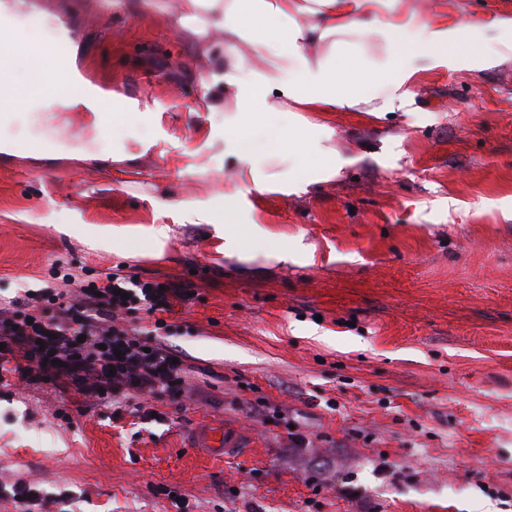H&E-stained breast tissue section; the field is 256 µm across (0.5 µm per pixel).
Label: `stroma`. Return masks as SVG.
Instances as JSON below:
<instances>
[{
  "mask_svg": "<svg viewBox=\"0 0 512 512\" xmlns=\"http://www.w3.org/2000/svg\"><path fill=\"white\" fill-rule=\"evenodd\" d=\"M129 2L76 0L63 50L139 115L48 101L0 121V300L116 266L190 289L159 335L187 384L123 408L0 384V512H512V62L427 74L409 113H309L354 162L266 195L288 262L238 260L197 218L231 170L199 97L223 46L176 34L180 0ZM199 429L237 453L192 447Z\"/></svg>",
  "mask_w": 512,
  "mask_h": 512,
  "instance_id": "1",
  "label": "stroma"
}]
</instances>
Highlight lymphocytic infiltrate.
<instances>
[{
    "mask_svg": "<svg viewBox=\"0 0 512 512\" xmlns=\"http://www.w3.org/2000/svg\"><path fill=\"white\" fill-rule=\"evenodd\" d=\"M66 283L67 290L51 296V314H23L39 300L36 292L0 305V381L12 370L20 380L60 383L92 402L104 393L127 399L144 391L182 395L186 370L174 362L173 351L119 321L129 301L150 314L167 311L174 288L111 268L97 286L82 284L75 274Z\"/></svg>",
    "mask_w": 512,
    "mask_h": 512,
    "instance_id": "lymphocytic-infiltrate-1",
    "label": "lymphocytic infiltrate"
}]
</instances>
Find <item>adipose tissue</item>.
<instances>
[{"instance_id":"1","label":"adipose tissue","mask_w":512,"mask_h":512,"mask_svg":"<svg viewBox=\"0 0 512 512\" xmlns=\"http://www.w3.org/2000/svg\"><path fill=\"white\" fill-rule=\"evenodd\" d=\"M172 24L189 42L216 38L224 46L223 92L212 106L224 112V155L235 170L224 221L214 226L228 258L248 256L237 225L261 223L264 195L307 190L351 165L331 146L332 128L307 113L380 119L410 111L421 72L512 61V14L489 22L454 17L447 0H183ZM43 44L29 37L21 53L0 44L7 70L29 76L21 93L28 104L68 80L53 60L34 58Z\"/></svg>"}]
</instances>
